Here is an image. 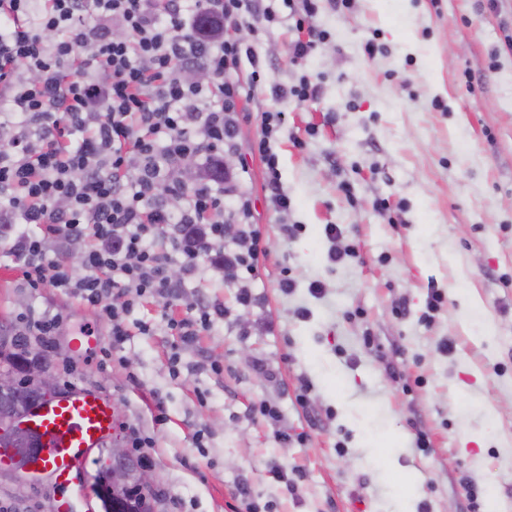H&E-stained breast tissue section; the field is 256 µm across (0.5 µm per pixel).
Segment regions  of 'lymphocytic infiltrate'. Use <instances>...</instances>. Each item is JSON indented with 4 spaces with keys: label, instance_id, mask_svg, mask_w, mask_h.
Listing matches in <instances>:
<instances>
[{
    "label": "lymphocytic infiltrate",
    "instance_id": "1",
    "mask_svg": "<svg viewBox=\"0 0 512 512\" xmlns=\"http://www.w3.org/2000/svg\"><path fill=\"white\" fill-rule=\"evenodd\" d=\"M251 0H0V223L26 287L79 298L110 324L113 346L171 308L167 274L253 270L265 249L251 201L232 175L185 182L179 165L212 164L238 133V87L224 82L240 46L224 30ZM122 30L115 38L114 30ZM240 223L235 247L228 222ZM60 242L49 256L51 242ZM224 317L207 299L167 327L184 343Z\"/></svg>",
    "mask_w": 512,
    "mask_h": 512
}]
</instances>
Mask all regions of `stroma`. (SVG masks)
Here are the masks:
<instances>
[{
	"label": "stroma",
	"instance_id": "obj_1",
	"mask_svg": "<svg viewBox=\"0 0 512 512\" xmlns=\"http://www.w3.org/2000/svg\"><path fill=\"white\" fill-rule=\"evenodd\" d=\"M288 2L256 0L238 37L254 54L226 74L241 87L231 169L266 247L246 279L253 303L208 271L181 301L219 300L223 320L186 346L146 302L134 316L152 335L113 351L109 325L76 298L24 288L0 255V322L63 315L47 350L59 389L110 398L118 446L133 427L154 438L165 512H237L243 488L261 512H488L493 495L512 507V0H316L306 26ZM313 29L321 42L294 58ZM304 81L315 98L293 96ZM266 111L283 115L270 146L285 213L258 152ZM263 402L278 419L257 414ZM107 457L95 451L67 489L0 476V512H44L50 498L108 512Z\"/></svg>",
	"mask_w": 512,
	"mask_h": 512
}]
</instances>
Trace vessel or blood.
Listing matches in <instances>:
<instances>
[{
  "instance_id": "b4317fda",
  "label": "vessel or blood",
  "mask_w": 512,
  "mask_h": 512,
  "mask_svg": "<svg viewBox=\"0 0 512 512\" xmlns=\"http://www.w3.org/2000/svg\"><path fill=\"white\" fill-rule=\"evenodd\" d=\"M26 422L36 442L25 457L28 467L62 487L76 481L92 450L116 430L111 402L81 389L43 401Z\"/></svg>"
}]
</instances>
